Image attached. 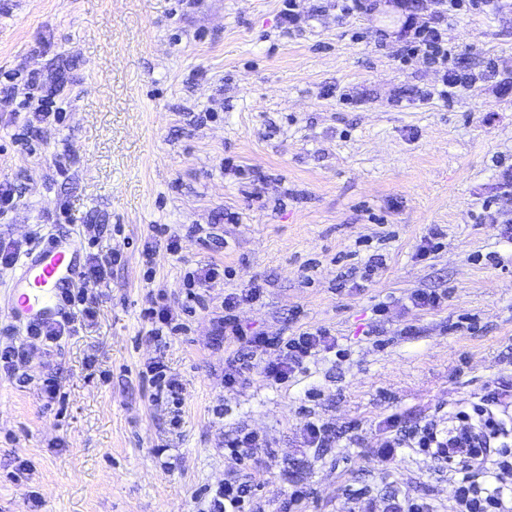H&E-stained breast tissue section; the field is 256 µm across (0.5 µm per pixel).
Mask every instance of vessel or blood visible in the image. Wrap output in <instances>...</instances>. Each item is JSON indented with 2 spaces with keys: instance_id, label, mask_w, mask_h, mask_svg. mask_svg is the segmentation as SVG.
Returning <instances> with one entry per match:
<instances>
[{
  "instance_id": "vessel-or-blood-1",
  "label": "vessel or blood",
  "mask_w": 512,
  "mask_h": 512,
  "mask_svg": "<svg viewBox=\"0 0 512 512\" xmlns=\"http://www.w3.org/2000/svg\"><path fill=\"white\" fill-rule=\"evenodd\" d=\"M79 275V250L52 239L21 263L5 303L11 318L29 323L59 319L62 304Z\"/></svg>"
}]
</instances>
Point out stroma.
<instances>
[{
  "label": "stroma",
  "mask_w": 512,
  "mask_h": 512,
  "mask_svg": "<svg viewBox=\"0 0 512 512\" xmlns=\"http://www.w3.org/2000/svg\"><path fill=\"white\" fill-rule=\"evenodd\" d=\"M310 4L291 33L279 0H0V73L63 80L59 120L26 140L0 112V181L17 193L0 237L63 235L81 257H123L95 317L30 352L28 383L0 373V512H198L232 468L256 512H278L297 482L298 512L396 490L448 512L447 470L408 448L389 467L374 450L388 414L437 418L512 380V6L444 20L477 80L442 100L418 95L435 71L396 60L386 30L399 17ZM159 224L182 249L148 263ZM434 227L442 247L419 259ZM372 254L385 266L366 281ZM207 263L230 272L208 311L153 340L151 294L178 306L185 274ZM248 283L262 297L243 322L285 337L323 326L339 352L288 382L254 372L225 392L238 346L212 347L211 318ZM429 290L447 291L441 307L411 306ZM464 317L471 330H455ZM156 358L182 385L181 409L153 402L140 377ZM50 372L64 379L56 399L40 388ZM310 418L335 429L331 447L301 448ZM241 429L267 447L235 465L224 441Z\"/></svg>",
  "instance_id": "obj_1"
}]
</instances>
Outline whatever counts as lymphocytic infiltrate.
Returning a JSON list of instances; mask_svg holds the SVG:
<instances>
[{"label": "lymphocytic infiltrate", "mask_w": 512, "mask_h": 512, "mask_svg": "<svg viewBox=\"0 0 512 512\" xmlns=\"http://www.w3.org/2000/svg\"><path fill=\"white\" fill-rule=\"evenodd\" d=\"M397 5L405 14L401 56H419L429 66L439 68L438 97L448 99L469 90L475 77L450 65L453 51L445 42L441 24L448 16L500 11L502 0H434L435 9L426 19L419 14L420 0H397ZM57 94L56 86L33 75L24 88L9 86L0 105L23 114L24 126L30 129L54 116ZM221 278L218 265L201 266L186 280L180 309H172L160 297L151 301L142 311L151 335L184 331L186 317L206 310L204 293ZM259 298V287L252 285L225 294L224 314L214 323L217 338L230 336L241 346L234 368L224 374L225 390H233L241 376L251 370L267 380L286 382L317 352L337 345L336 337L324 327L302 328L286 338L244 328L237 312ZM66 304L69 311L61 320L26 326L27 343L1 344L0 368L14 371L26 358L28 344L53 342L71 334L75 329L73 307H81L85 316L94 314V300L87 293L69 295ZM384 424V439L376 450L377 456L390 461L398 449L412 448L437 467L448 469L450 512H512V383L500 381L487 386L477 400L449 404L443 421L432 418L406 426L394 413L385 418ZM250 493L249 485L236 475H227L211 490L206 512H253ZM348 501L347 512H435L427 501L406 494L381 500L353 494Z\"/></svg>", "instance_id": "1"}]
</instances>
